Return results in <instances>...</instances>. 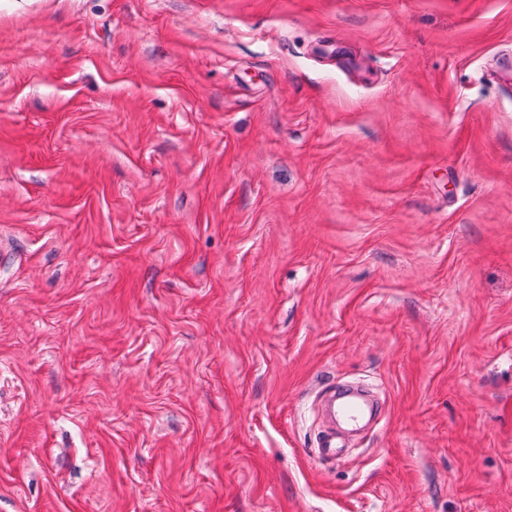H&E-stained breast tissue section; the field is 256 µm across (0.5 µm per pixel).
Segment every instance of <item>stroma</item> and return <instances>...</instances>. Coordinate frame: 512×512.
Returning <instances> with one entry per match:
<instances>
[{"mask_svg":"<svg viewBox=\"0 0 512 512\" xmlns=\"http://www.w3.org/2000/svg\"><path fill=\"white\" fill-rule=\"evenodd\" d=\"M0 512H512V0H0ZM332 392V398L337 402V410L344 420L356 422L365 416L366 407L355 400L350 389L340 390L336 393L335 388Z\"/></svg>","mask_w":512,"mask_h":512,"instance_id":"35a3bbf8","label":"stroma"}]
</instances>
